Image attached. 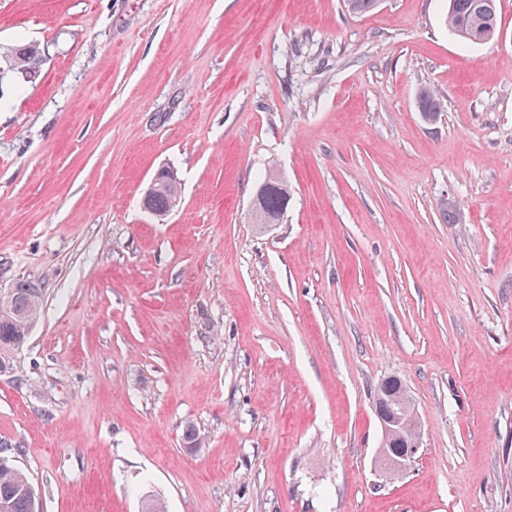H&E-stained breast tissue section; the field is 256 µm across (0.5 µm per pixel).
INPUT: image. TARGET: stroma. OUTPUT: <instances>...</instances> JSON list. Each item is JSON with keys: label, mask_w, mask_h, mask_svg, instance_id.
I'll return each instance as SVG.
<instances>
[{"label": "stroma", "mask_w": 512, "mask_h": 512, "mask_svg": "<svg viewBox=\"0 0 512 512\" xmlns=\"http://www.w3.org/2000/svg\"><path fill=\"white\" fill-rule=\"evenodd\" d=\"M500 4L465 46L446 0H0V46L45 55L0 102V286L43 295L0 439L40 512H512ZM272 170L290 202L265 230ZM389 377L422 430L400 475ZM419 112L429 123L436 122L444 112L443 104L433 91L422 90L417 100ZM159 184L156 188V181H152L149 188L146 190L144 197L146 198L150 192H152L146 199H142V206L146 208L149 214L157 217L166 215L168 212L173 210L179 202V189L178 183L173 181H164L161 178V173L158 174ZM411 400L403 382L395 377L385 379L375 393V410L380 417H388L393 413H399L405 400ZM412 401V400H411ZM397 418L381 419V425L385 435L382 434L381 453L389 456H395L402 448L399 444L400 436L408 437L409 434L421 433V426L417 416H405L401 419L400 425L393 432ZM390 431V432H388ZM421 436H410L407 442V451L400 457H389L383 462L385 468L393 474H399L408 469L412 459L421 447Z\"/></svg>", "instance_id": "obj_1"}]
</instances>
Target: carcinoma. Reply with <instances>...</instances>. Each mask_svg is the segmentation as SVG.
I'll use <instances>...</instances> for the list:
<instances>
[{"label": "carcinoma", "mask_w": 512, "mask_h": 512, "mask_svg": "<svg viewBox=\"0 0 512 512\" xmlns=\"http://www.w3.org/2000/svg\"><path fill=\"white\" fill-rule=\"evenodd\" d=\"M446 24L450 33L464 44H481L491 41L500 30L497 0H448ZM44 61L40 45L34 42H17L0 48V101L12 87L35 77ZM419 112L429 123L437 121L443 104L430 90L420 92L417 100ZM266 185L262 197V210L267 218L277 223L288 208L290 195L284 178L271 171L263 178ZM179 202L177 181H160L158 188L142 206L148 213L161 217L173 210ZM42 300L41 289L27 280L14 282L12 294L0 301L6 316L0 318V365L13 369L15 351L26 337L29 323L37 318ZM409 393L403 382L395 377L385 379L375 393V410L378 416L388 417L399 411ZM421 432L418 418L405 416L396 431L382 436L381 453L396 455L400 450L399 438ZM12 447L0 442V512H36L28 489L32 487L27 475L10 463L8 453Z\"/></svg>", "instance_id": "carcinoma-1"}]
</instances>
